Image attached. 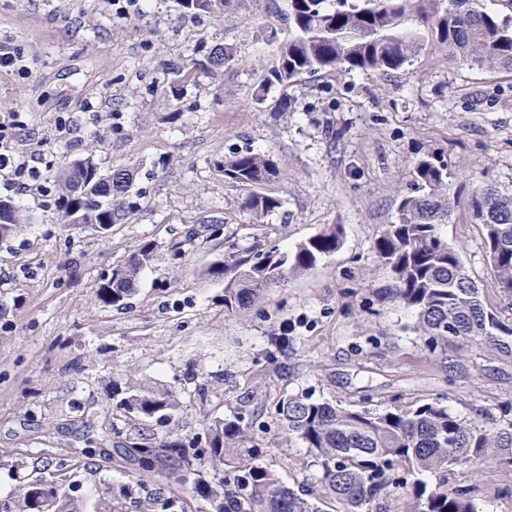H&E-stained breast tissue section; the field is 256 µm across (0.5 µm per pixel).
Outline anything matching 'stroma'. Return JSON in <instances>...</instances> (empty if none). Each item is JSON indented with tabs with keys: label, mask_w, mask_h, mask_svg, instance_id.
I'll use <instances>...</instances> for the list:
<instances>
[{
	"label": "stroma",
	"mask_w": 512,
	"mask_h": 512,
	"mask_svg": "<svg viewBox=\"0 0 512 512\" xmlns=\"http://www.w3.org/2000/svg\"><path fill=\"white\" fill-rule=\"evenodd\" d=\"M287 10V0H239L191 17L177 0H146L122 19L112 0H0V40L27 65L0 71V113L25 123L14 149L43 145L36 164L50 181L88 156L105 172L128 168L139 196L105 235L70 231L55 190L16 201L24 224L0 241V500L42 480L106 512L113 489L129 485L125 512H147L150 493L169 484L89 454L106 419L114 443L174 433L200 443L206 414L245 413L267 424L252 436L265 464L305 490L321 473L274 423L280 397L393 411L437 399L479 426L512 421V361L456 340L440 362L420 342L415 313L387 298L392 277L374 249L414 192L409 163L423 152L447 160L451 192L491 183L512 193V73L424 51L396 73L308 74L258 104L253 93L275 61L268 35L287 38ZM219 45L235 50L223 72L169 74L172 62ZM245 149L280 166L268 190L283 204L261 224L240 207L248 187L217 167ZM211 219L222 221L221 238H187ZM329 224L343 227L335 254L251 306L225 309L223 281L205 273L212 261L258 244L291 251ZM440 232L498 306L480 226L460 208ZM147 241L157 259L134 294L120 306L99 300L102 280ZM131 377L173 392L170 417L139 421L117 404L113 390ZM449 481L470 489L476 512H512V471L497 462Z\"/></svg>",
	"instance_id": "35a3bbf8"
}]
</instances>
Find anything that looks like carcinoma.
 Listing matches in <instances>:
<instances>
[{"instance_id": "carcinoma-1", "label": "carcinoma", "mask_w": 512, "mask_h": 512, "mask_svg": "<svg viewBox=\"0 0 512 512\" xmlns=\"http://www.w3.org/2000/svg\"><path fill=\"white\" fill-rule=\"evenodd\" d=\"M232 2L179 0V5L183 13L198 16L221 14ZM329 2L288 0V26L295 35L277 44L276 64L259 83L256 103L264 102L268 88H287L305 73L334 72L339 67L399 71L422 50V28L431 30L435 47L446 50L451 60L512 72V29L494 13L470 5V0H363L358 7L348 5V0H336L333 6ZM408 4L414 5L415 26L404 29ZM233 58L232 48L215 46L204 61L176 62L170 70L185 75L198 65L213 72L224 69ZM221 171L225 179L245 186H262L279 176L272 156L251 150L224 156ZM99 172L88 157L61 167L57 174L55 205L64 222L87 211L96 220L71 225L75 230L95 233L106 224H123L137 207L130 170H112L110 193L99 189ZM412 177L417 194L399 200L395 223L384 225L374 243L377 257L392 276L389 298L416 313L419 339L441 355L445 369L448 341L454 339H480L512 358V194L491 185L473 187L463 200L450 194L448 163L434 153L412 164ZM460 205L482 228L497 288L509 310L507 317L485 304L459 246L440 233V226ZM281 206L279 196L261 191L249 193L241 202L257 222ZM20 224L21 215L13 207L10 223L0 224V241L12 237ZM342 234L341 226L330 224L290 253L258 244L242 255L228 256L222 266L210 264L206 272L224 281L226 309L243 307L263 290L307 272L334 254ZM154 257L153 244L139 245L99 286V298L122 303L135 291L141 272ZM114 395L138 420H157L177 405L168 389L131 378ZM275 419L309 449L312 463L321 472L320 489L300 493L261 462L260 449L250 445L253 423L241 415L206 418L205 448L169 436L154 445L152 463L132 456L130 449L141 443L129 439L113 452L144 473L177 480L193 474L197 462L207 460L214 483L197 491L209 502L211 512H323L319 492L343 505L342 512H391V486L409 504L403 512H475L469 491L449 485L448 471L486 458L512 469V422L491 428L472 425L438 401L400 412L371 411L302 394L279 400ZM38 490L36 482L18 488L3 512H34ZM54 495L57 512H84L82 500L57 490Z\"/></svg>"}]
</instances>
